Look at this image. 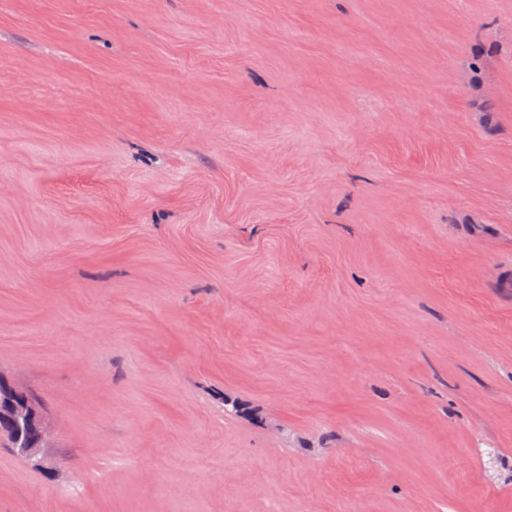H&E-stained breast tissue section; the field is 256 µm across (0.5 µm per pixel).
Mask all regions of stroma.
Instances as JSON below:
<instances>
[{"mask_svg":"<svg viewBox=\"0 0 512 512\" xmlns=\"http://www.w3.org/2000/svg\"><path fill=\"white\" fill-rule=\"evenodd\" d=\"M506 263L512 0H0V512H512ZM10 417L16 426V438L20 441L25 431L23 445L18 446L20 454L30 460L40 459L43 449L48 448L51 437V426L43 409L27 390L13 382L0 380V417ZM33 427L36 431L34 439H30L26 430Z\"/></svg>","mask_w":512,"mask_h":512,"instance_id":"35a3bbf8","label":"stroma"}]
</instances>
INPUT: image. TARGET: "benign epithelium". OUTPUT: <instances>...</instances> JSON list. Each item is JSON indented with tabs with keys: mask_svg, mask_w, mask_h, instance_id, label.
Instances as JSON below:
<instances>
[{
	"mask_svg": "<svg viewBox=\"0 0 512 512\" xmlns=\"http://www.w3.org/2000/svg\"><path fill=\"white\" fill-rule=\"evenodd\" d=\"M11 418L16 438L23 440L20 454L30 460L39 458L51 437V426L43 409L27 390L3 378L0 380V417Z\"/></svg>",
	"mask_w": 512,
	"mask_h": 512,
	"instance_id": "benign-epithelium-1",
	"label": "benign epithelium"
}]
</instances>
